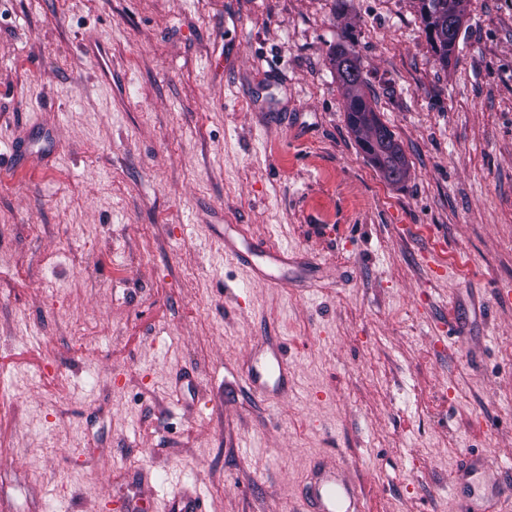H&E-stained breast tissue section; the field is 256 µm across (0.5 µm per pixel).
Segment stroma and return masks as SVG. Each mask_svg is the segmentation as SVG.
I'll return each mask as SVG.
<instances>
[{
    "label": "stroma",
    "mask_w": 512,
    "mask_h": 512,
    "mask_svg": "<svg viewBox=\"0 0 512 512\" xmlns=\"http://www.w3.org/2000/svg\"><path fill=\"white\" fill-rule=\"evenodd\" d=\"M263 345L286 395L245 382ZM467 456L512 487V0H464L444 65L415 0H0V512H305L319 467L481 512ZM345 43L336 45L330 61L336 78L345 89L344 112L351 131L369 161L390 182L406 177L407 163L394 133L377 117L364 91V77L358 55L349 34Z\"/></svg>",
    "instance_id": "1"
}]
</instances>
